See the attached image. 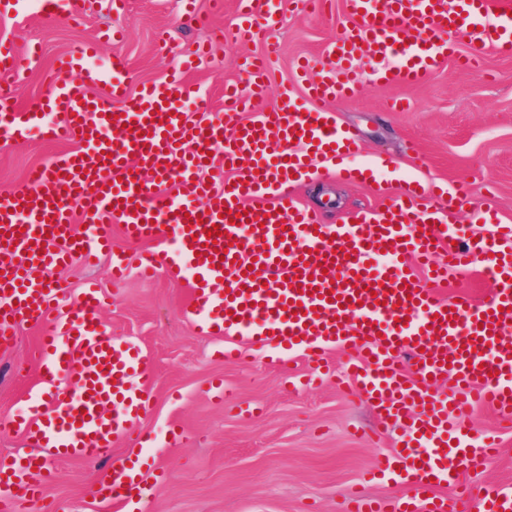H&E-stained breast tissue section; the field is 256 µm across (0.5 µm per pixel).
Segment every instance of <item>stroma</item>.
Instances as JSON below:
<instances>
[{"label": "stroma", "mask_w": 512, "mask_h": 512, "mask_svg": "<svg viewBox=\"0 0 512 512\" xmlns=\"http://www.w3.org/2000/svg\"><path fill=\"white\" fill-rule=\"evenodd\" d=\"M61 12L29 8L12 0L0 14V42L21 55L17 71L0 73V89L9 90L17 107L37 109L58 74V60L78 45L100 44L97 66L109 69L114 54L127 61L128 86L167 81L171 68L193 44L210 43L212 59L185 70L187 80L203 91L210 108L224 109V84L239 79L238 58L264 53L277 42L269 87L257 108L272 111L283 90L306 104L294 63L306 56L316 68L330 67L322 46L347 24L342 0H327L324 12L301 0H278L279 23L269 33L237 39L232 26L237 0H59ZM120 29L125 37L113 44ZM37 60L25 61L31 44ZM336 120L354 127L363 150L353 163L373 170L372 180L345 181L335 173L314 172L296 186L302 203L318 211L325 223L376 208L388 183L418 181L427 197L449 183H465L469 200L446 210L456 239L476 232L477 212L494 199L502 222L512 224V57L484 52L471 69L446 63L422 84L407 88L364 82L358 96L334 105ZM72 142L35 134L0 139V195L24 187L32 169L72 149ZM111 255L90 266L80 259L39 276L61 286L67 300L79 297L86 281H98L106 296L103 325L116 336L136 339L154 359L150 382L152 413L137 435L117 440L113 454L137 460L143 476L139 512H339L345 497L361 492L401 507L411 497L408 485L390 476L365 481L386 442L366 435L374 426L370 400L338 387L337 368L348 357L329 353L332 371L308 383L303 358L286 364L276 353L247 350L245 360L225 364L217 354L219 339L201 334L183 315L187 280L167 271L152 278L129 273L112 281ZM45 329L18 321L11 344L0 348V419L26 414L29 397L39 394V372L32 353ZM223 383L231 402H219L211 384ZM461 438L496 437L500 452L486 468L466 474L474 487L512 485V430L502 429L496 413L476 407L455 421ZM182 433L173 439L172 430ZM56 480L42 501L26 503L24 512H42L56 501L62 512H104L96 492L102 464L74 458L52 461Z\"/></svg>", "instance_id": "35a3bbf8"}]
</instances>
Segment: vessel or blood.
I'll use <instances>...</instances> for the list:
<instances>
[{"instance_id":"1","label":"vessel or blood","mask_w":512,"mask_h":512,"mask_svg":"<svg viewBox=\"0 0 512 512\" xmlns=\"http://www.w3.org/2000/svg\"><path fill=\"white\" fill-rule=\"evenodd\" d=\"M348 24L326 47L335 68L307 82L310 99L347 100L363 80L415 86L454 50L456 41L512 55V0H345ZM92 45L77 46L58 62L72 74L37 110L16 112L0 93V137L20 140L34 129L78 149L34 169L26 189L0 197V335L24 315L46 326L33 360L48 385L27 414L10 420L31 448L25 458L0 462V512H19L39 499L53 479L49 461L111 460L101 489L125 512L138 484L128 460L112 456L115 440L131 434L150 408L153 359L127 336L100 322L95 284L78 301L33 278L35 266L56 267L73 256L93 261L111 254L112 278L128 271L155 276L191 268L186 314L200 333L224 341L225 363L241 346L299 355L322 374L326 353H351L345 378L381 411L379 436L400 428L401 446L373 470L400 476L416 491L412 512H459L436 484L456 485L460 464L479 470L493 458L494 440L448 450L453 418L481 404L512 418V225L463 247L448 244L438 209L418 207L416 188L383 191L381 206L321 223L293 201L295 181L320 164L351 182L367 168L344 166L361 150L358 134L333 113L294 107L282 93L273 112L241 121L269 79L264 59L247 58L246 85L224 87V110L190 123L187 111L204 106L199 90L179 79L129 94L126 63L113 56L107 97L85 90ZM371 62L357 66L359 56ZM228 166L234 177L207 185L203 169ZM83 234H75V223ZM138 241H160L161 251L112 249V223ZM219 227L217 239L208 230ZM446 251L447 271L483 264L494 281L490 297L444 296L417 277L415 267ZM412 362V375L401 369ZM449 380L446 393L435 382ZM492 512H512V487L489 485L471 499Z\"/></svg>"}]
</instances>
